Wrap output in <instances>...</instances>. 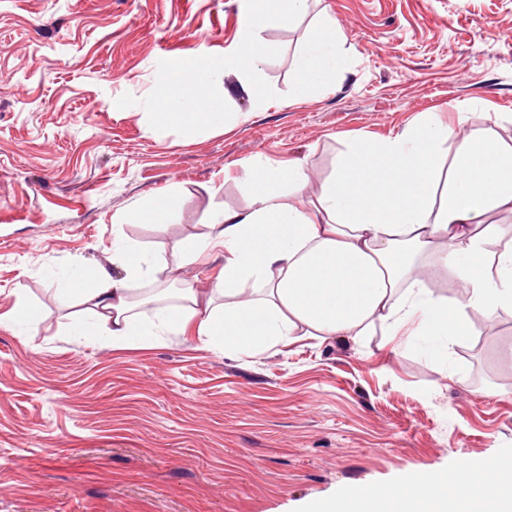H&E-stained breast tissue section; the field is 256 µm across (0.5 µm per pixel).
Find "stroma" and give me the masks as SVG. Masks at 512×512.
Here are the masks:
<instances>
[{"instance_id": "1", "label": "stroma", "mask_w": 512, "mask_h": 512, "mask_svg": "<svg viewBox=\"0 0 512 512\" xmlns=\"http://www.w3.org/2000/svg\"><path fill=\"white\" fill-rule=\"evenodd\" d=\"M245 0H0V512H309L406 475L452 483L458 462L512 459V316H472L434 354L307 336L249 356L170 336L116 348L72 335L51 272L108 266L114 224L167 279L181 240L214 209L251 203L257 163L327 177L348 140L439 114L452 136L512 139V0H308L257 37L277 99L224 79V128L149 132L120 109L154 88L159 60L235 51ZM330 20L351 62L334 86L289 90L311 29ZM466 105L465 122L455 106ZM169 194L165 232L122 217ZM35 327L13 322L17 296Z\"/></svg>"}]
</instances>
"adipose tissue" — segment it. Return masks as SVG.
Here are the masks:
<instances>
[{"label":"adipose tissue","mask_w":512,"mask_h":512,"mask_svg":"<svg viewBox=\"0 0 512 512\" xmlns=\"http://www.w3.org/2000/svg\"><path fill=\"white\" fill-rule=\"evenodd\" d=\"M302 163L251 168L243 211L214 210L209 232L184 238L169 267L176 292L141 295L154 256L115 241V281L106 267L63 279L79 299L77 335L120 347L167 336L261 355L297 336L358 340L375 330L432 338L438 350L465 335L471 315L512 313V227L488 223L512 211V144L472 130L452 143L429 116L401 133L349 144L316 196ZM207 283L187 278L216 255ZM456 284L455 302L428 283ZM503 464L459 463L452 485L428 474L370 487L315 512H512V489L488 480Z\"/></svg>","instance_id":"adipose-tissue-1"}]
</instances>
